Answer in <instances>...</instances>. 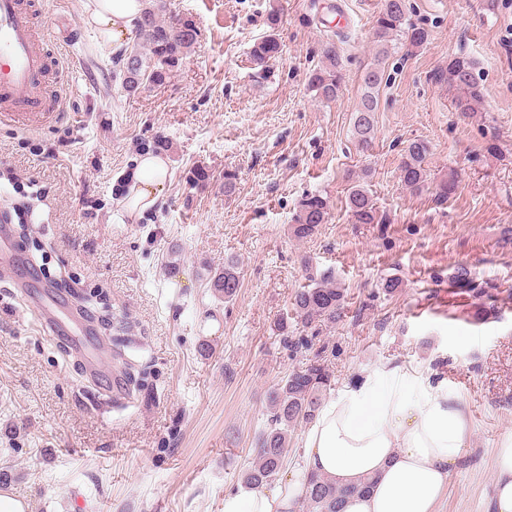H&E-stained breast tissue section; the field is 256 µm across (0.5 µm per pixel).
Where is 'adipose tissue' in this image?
<instances>
[{
  "mask_svg": "<svg viewBox=\"0 0 512 512\" xmlns=\"http://www.w3.org/2000/svg\"><path fill=\"white\" fill-rule=\"evenodd\" d=\"M144 7V0H86L84 15L118 48ZM168 177L164 159L139 157L129 209L154 210ZM386 377L377 370L344 386L306 432L300 468L290 481L270 491L226 496L224 512H288L307 472L340 486L371 478L367 491L346 499L343 512H435L468 435L464 407L438 385L427 386L420 399L408 398ZM491 512H512L511 432L496 452Z\"/></svg>",
  "mask_w": 512,
  "mask_h": 512,
  "instance_id": "adipose-tissue-1",
  "label": "adipose tissue"
}]
</instances>
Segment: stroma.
<instances>
[{"mask_svg": "<svg viewBox=\"0 0 512 512\" xmlns=\"http://www.w3.org/2000/svg\"><path fill=\"white\" fill-rule=\"evenodd\" d=\"M44 2L63 71L59 117L0 126V213L29 207L31 233L12 245L46 261L31 294L53 274L106 298L115 325H129L144 387L112 402V376L43 331L0 273V471L28 512H224L225 496L245 490L268 391L318 354L332 373L328 401L376 369L428 375L458 397L469 439L436 510L488 512L495 450L512 432V246L500 235L512 224V0H407L430 37L414 52L392 49L364 149L352 114L383 0H167L197 42L163 86L133 94L113 77L82 0ZM274 6L283 54L263 74L250 49ZM328 42L345 82L327 104L306 75ZM461 55L477 62L483 91L467 115L440 77ZM417 138L431 144L432 177L458 175L444 204L400 182L403 148ZM146 152L167 161L170 179L160 207L140 215L123 201ZM198 165L213 172L202 189L188 180ZM228 168L238 175L229 196ZM363 174L384 223L350 221L347 188ZM308 193L327 197L330 215L302 242L288 226ZM228 258L241 287L225 303L206 277ZM460 265L482 297L454 283ZM325 274L346 290L340 319L296 327L305 348H285L275 322ZM392 276L402 286L384 293Z\"/></svg>", "mask_w": 512, "mask_h": 512, "instance_id": "stroma-1", "label": "stroma"}]
</instances>
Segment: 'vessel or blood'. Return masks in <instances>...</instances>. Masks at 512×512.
I'll return each instance as SVG.
<instances>
[{
  "mask_svg": "<svg viewBox=\"0 0 512 512\" xmlns=\"http://www.w3.org/2000/svg\"><path fill=\"white\" fill-rule=\"evenodd\" d=\"M49 40L36 34L30 0H0V124H47L58 113L49 92L60 63L48 56ZM33 311L52 334L66 324L86 330L76 315L60 319L56 300L44 294L32 302Z\"/></svg>",
  "mask_w": 512,
  "mask_h": 512,
  "instance_id": "1",
  "label": "vessel or blood"
}]
</instances>
